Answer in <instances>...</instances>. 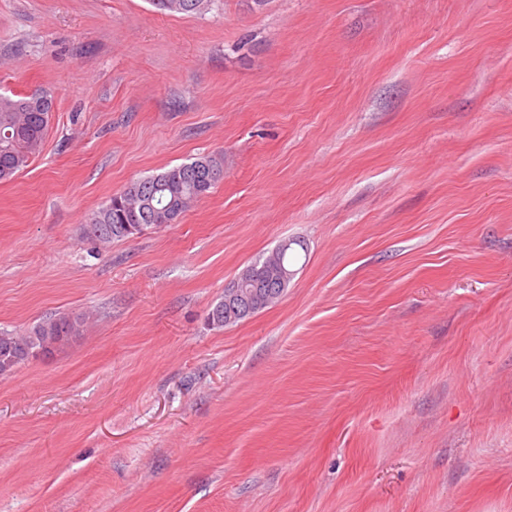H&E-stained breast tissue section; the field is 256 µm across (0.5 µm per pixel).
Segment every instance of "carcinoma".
Instances as JSON below:
<instances>
[{"mask_svg":"<svg viewBox=\"0 0 512 512\" xmlns=\"http://www.w3.org/2000/svg\"><path fill=\"white\" fill-rule=\"evenodd\" d=\"M160 12H199L207 0H151ZM54 109V98L45 89L30 96L0 94V182L12 179L28 166L40 151ZM224 180V161L217 155H204L190 163L172 166L131 183L122 192L93 213L85 227L88 239L109 243L126 238L122 231L127 225L139 226V231L172 224L193 203L210 193ZM293 246L277 249L248 265L255 274L253 290L260 308L279 300L288 282H282L271 270H292ZM228 309L224 301L217 302L209 312L211 326L221 328L248 319L256 312L238 306L236 320L224 316ZM85 319L81 315L63 314L44 319L22 335L0 333V378L13 374L32 358L47 357L60 347L81 337Z\"/></svg>","mask_w":512,"mask_h":512,"instance_id":"carcinoma-1","label":"carcinoma"}]
</instances>
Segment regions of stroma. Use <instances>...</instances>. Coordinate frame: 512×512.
<instances>
[{
  "label": "stroma",
  "mask_w": 512,
  "mask_h": 512,
  "mask_svg": "<svg viewBox=\"0 0 512 512\" xmlns=\"http://www.w3.org/2000/svg\"><path fill=\"white\" fill-rule=\"evenodd\" d=\"M0 512H512V0H0ZM206 154L176 223L93 212ZM283 298L208 314L282 239ZM206 0H151V3L160 12L190 13L199 12L207 5ZM54 109L45 89L31 96L0 94V182L11 180L39 153ZM85 319L63 314L44 319L22 335L0 333V378L13 374L32 358L47 357L60 347L81 337Z\"/></svg>",
  "instance_id": "1"
}]
</instances>
